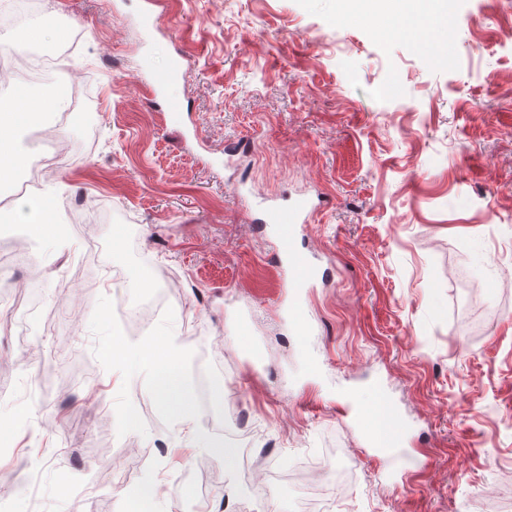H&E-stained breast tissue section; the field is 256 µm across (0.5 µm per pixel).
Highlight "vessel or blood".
Returning <instances> with one entry per match:
<instances>
[{
    "label": "vessel or blood",
    "instance_id": "obj_1",
    "mask_svg": "<svg viewBox=\"0 0 512 512\" xmlns=\"http://www.w3.org/2000/svg\"><path fill=\"white\" fill-rule=\"evenodd\" d=\"M311 210L310 199L299 194L288 205L269 206L263 218L264 223L272 225L276 232L282 262L280 286L288 295L289 316L297 324L303 321L301 290L320 277L319 267L296 247L298 234L307 223ZM352 402L357 410L356 421L372 447L382 452L401 447L407 425L387 399L381 382H371L355 391Z\"/></svg>",
    "mask_w": 512,
    "mask_h": 512
}]
</instances>
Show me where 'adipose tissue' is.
Masks as SVG:
<instances>
[{
	"label": "adipose tissue",
	"mask_w": 512,
	"mask_h": 512,
	"mask_svg": "<svg viewBox=\"0 0 512 512\" xmlns=\"http://www.w3.org/2000/svg\"><path fill=\"white\" fill-rule=\"evenodd\" d=\"M341 13H356L370 19H391L385 33L390 37L412 36L427 42L447 31L448 11L441 0H342ZM68 103L65 86L45 90L30 86L16 87L12 96L0 98V180L10 178L23 164L14 151L16 132L28 125L63 111Z\"/></svg>",
	"instance_id": "ef3b65f1"
}]
</instances>
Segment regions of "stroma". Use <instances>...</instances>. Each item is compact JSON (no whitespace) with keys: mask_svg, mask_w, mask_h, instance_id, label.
<instances>
[{"mask_svg":"<svg viewBox=\"0 0 512 512\" xmlns=\"http://www.w3.org/2000/svg\"><path fill=\"white\" fill-rule=\"evenodd\" d=\"M448 9L430 50L339 23L330 0H57L39 13L67 50L56 80L77 81L93 110L89 123L67 112L68 151L40 186L99 212L64 240L23 235L27 261L0 274L16 294L0 305V424L33 387L19 363L44 370L24 454L0 457L10 512H126L114 469L157 478L184 455L205 463V512H295L322 464L337 480L317 485L316 512H512V0ZM155 40L183 57L168 91L179 124L145 84L167 67ZM299 191L322 202L297 246L330 268L300 329L259 227ZM142 270L184 307L153 338L219 358L212 384L244 424L249 470L158 419L156 379H119L97 357ZM376 379L410 423L391 458L349 402Z\"/></svg>","mask_w":512,"mask_h":512,"instance_id":"35a3bbf8","label":"stroma"}]
</instances>
